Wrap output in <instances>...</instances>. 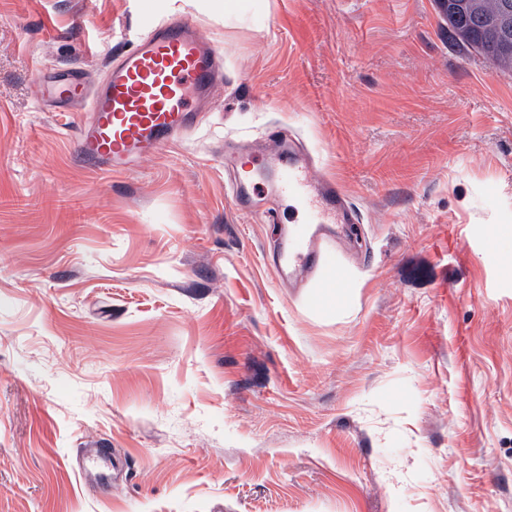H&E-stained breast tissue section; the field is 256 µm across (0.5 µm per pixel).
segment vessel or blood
<instances>
[{
	"label": "vessel or blood",
	"instance_id": "vessel-or-blood-1",
	"mask_svg": "<svg viewBox=\"0 0 512 512\" xmlns=\"http://www.w3.org/2000/svg\"><path fill=\"white\" fill-rule=\"evenodd\" d=\"M223 81L219 51L179 17L154 26L151 34L107 67L96 86L77 69L39 77L38 90L61 105L84 104L88 119L78 125L73 158L92 171L121 172L135 159L172 147L194 114ZM286 173L279 190L307 222L285 236L277 265L281 279L319 270L335 272L336 239L331 224L354 217L343 186L332 177H314L310 156L296 153L287 134H279Z\"/></svg>",
	"mask_w": 512,
	"mask_h": 512
}]
</instances>
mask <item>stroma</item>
I'll use <instances>...</instances> for the list:
<instances>
[{
  "mask_svg": "<svg viewBox=\"0 0 512 512\" xmlns=\"http://www.w3.org/2000/svg\"><path fill=\"white\" fill-rule=\"evenodd\" d=\"M247 2L0 0V512H512V73L435 0ZM173 16L224 55L209 106L77 166L35 66L97 83ZM282 128L360 218L333 306L270 262Z\"/></svg>",
  "mask_w": 512,
  "mask_h": 512,
  "instance_id": "stroma-1",
  "label": "stroma"
}]
</instances>
